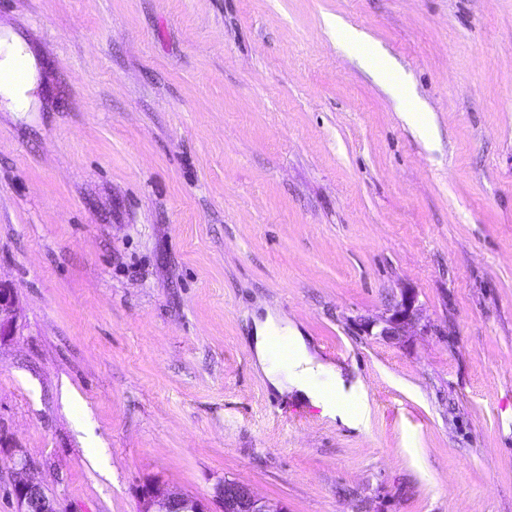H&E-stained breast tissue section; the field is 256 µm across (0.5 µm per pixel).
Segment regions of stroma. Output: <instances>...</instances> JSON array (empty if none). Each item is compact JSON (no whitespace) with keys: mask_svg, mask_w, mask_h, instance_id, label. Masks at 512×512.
<instances>
[{"mask_svg":"<svg viewBox=\"0 0 512 512\" xmlns=\"http://www.w3.org/2000/svg\"><path fill=\"white\" fill-rule=\"evenodd\" d=\"M341 17L417 125L325 27ZM0 472L60 512L150 479L285 512H512V0H0ZM404 288L429 333L367 334ZM271 309L360 382L350 427L255 370ZM21 61V79L0 81V112H28L34 107L40 77L37 59L26 43L11 28L0 26V73L12 74ZM17 304L15 288L10 283L0 281V345L15 334ZM31 463L20 456L8 482L17 504L16 512H60L56 499L31 475ZM213 497L219 504V512H285L284 508H272L248 484L236 479L219 481Z\"/></svg>","mask_w":512,"mask_h":512,"instance_id":"stroma-1","label":"stroma"}]
</instances>
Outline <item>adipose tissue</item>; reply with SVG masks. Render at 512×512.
<instances>
[{
	"label": "adipose tissue",
	"instance_id": "ef3b65f1",
	"mask_svg": "<svg viewBox=\"0 0 512 512\" xmlns=\"http://www.w3.org/2000/svg\"><path fill=\"white\" fill-rule=\"evenodd\" d=\"M39 77L37 59L26 43L11 28L0 26V112H26L34 107ZM280 324L273 312L254 321L253 365L271 390L309 400L324 416L351 426L361 424L368 408L361 385L347 384L340 369L312 354L297 328L288 330L292 351L288 365L275 363L272 339Z\"/></svg>",
	"mask_w": 512,
	"mask_h": 512
}]
</instances>
